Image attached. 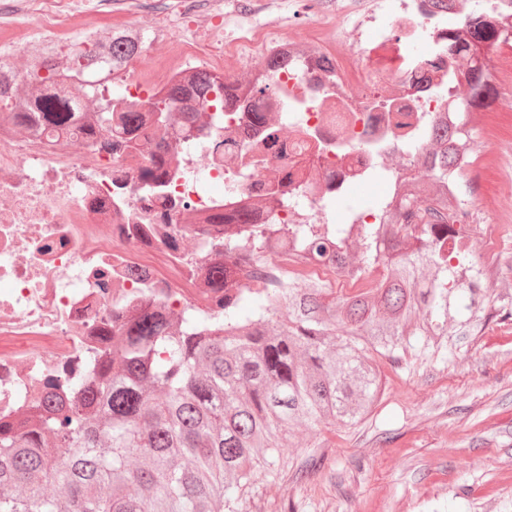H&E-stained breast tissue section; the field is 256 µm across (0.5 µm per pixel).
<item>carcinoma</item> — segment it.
Segmentation results:
<instances>
[{"label":"carcinoma","instance_id":"1","mask_svg":"<svg viewBox=\"0 0 512 512\" xmlns=\"http://www.w3.org/2000/svg\"><path fill=\"white\" fill-rule=\"evenodd\" d=\"M84 38H76L56 69L31 94L18 98L13 122L43 120L66 129L79 101L65 79L78 64ZM141 53L124 34L99 68L117 72ZM457 74L456 96L482 107L497 90L480 68ZM251 85L208 76L197 87L173 83L133 108L106 98L96 74L85 75L82 96L102 102L83 125L84 144L114 157L141 145L145 125L167 116L184 98H202L224 113V99H243ZM458 152L476 148L469 124L456 129ZM168 143L160 138L151 168L140 174L149 189L170 175ZM439 166L407 178L403 195L387 210L388 223L360 224L351 245L362 287L336 293L331 283L310 281L277 288L251 278L268 260L266 239L288 241L286 224L248 229L249 211L230 210L216 221L236 229L214 243L224 253L211 284L217 295L206 308L177 320L157 307L134 313L112 349L77 378L60 399L22 424L0 417V512H238L254 470L273 471L283 439L299 424H353L368 414L378 392L376 358L401 366L411 358L448 362V324L480 330L512 306L448 239L467 212L463 191L448 188L453 161L441 143L431 148ZM337 224L309 226L294 240L293 257H323L344 245Z\"/></svg>","mask_w":512,"mask_h":512}]
</instances>
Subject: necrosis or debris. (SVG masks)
<instances>
[{
    "instance_id": "1",
    "label": "necrosis or debris",
    "mask_w": 512,
    "mask_h": 512,
    "mask_svg": "<svg viewBox=\"0 0 512 512\" xmlns=\"http://www.w3.org/2000/svg\"><path fill=\"white\" fill-rule=\"evenodd\" d=\"M229 0H161L167 82L193 76L186 58L235 80L254 73L264 93L226 106L215 126L196 101L179 102L169 125L170 181L144 197L138 178L152 149L112 159L66 131L0 126V416L23 419L42 385L64 388L101 353L105 335L137 309L204 306L212 294L201 271L212 225L240 200L261 224H378L383 204L351 206L355 187L383 183L392 197L429 145L454 130L469 106L455 99L441 65L469 66L512 56L511 44L479 47L473 21L512 27V0H336V9L280 24L282 0H249L233 27ZM144 0H0V72L7 92L39 84L49 57L77 33L139 32ZM202 39L188 41L185 30ZM283 58L279 69L269 54ZM223 141L216 149L215 141ZM287 179L286 202L268 188ZM258 275L293 282L336 279L334 264H293L273 241Z\"/></svg>"
}]
</instances>
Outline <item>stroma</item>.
<instances>
[{
	"mask_svg": "<svg viewBox=\"0 0 512 512\" xmlns=\"http://www.w3.org/2000/svg\"><path fill=\"white\" fill-rule=\"evenodd\" d=\"M479 146L496 142L500 167L481 166L473 221L493 222L512 197V112L485 117ZM357 424L296 427L278 476L254 474L239 512H512V324L454 332L447 363L395 369Z\"/></svg>",
	"mask_w": 512,
	"mask_h": 512,
	"instance_id": "obj_1",
	"label": "stroma"
}]
</instances>
